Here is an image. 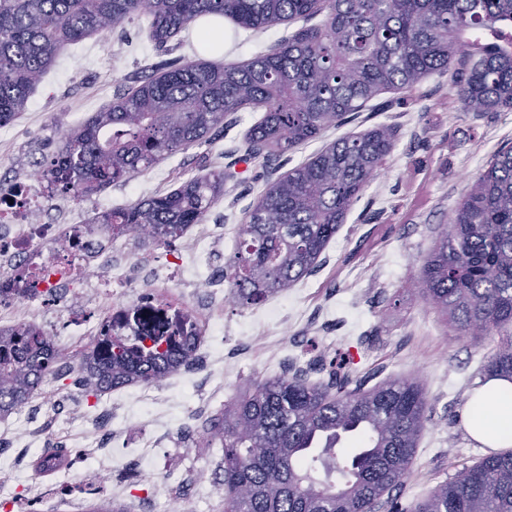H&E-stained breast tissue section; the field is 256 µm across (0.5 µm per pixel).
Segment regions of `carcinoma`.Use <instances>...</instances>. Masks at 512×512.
<instances>
[{"mask_svg":"<svg viewBox=\"0 0 512 512\" xmlns=\"http://www.w3.org/2000/svg\"><path fill=\"white\" fill-rule=\"evenodd\" d=\"M324 15L278 47L243 62H160L62 139L44 176L62 194L89 197L172 154L209 140L228 112L261 108L246 134L245 160L318 138L385 92L408 94L423 80L466 63L455 88L468 111L512 109V0H0V125L24 110L59 49L142 16L166 45L204 17L246 30ZM393 148L385 125L326 145L268 181L239 226L224 278L246 305L284 292L311 273L365 185ZM230 174L212 169L177 188L97 217L113 233L168 245L199 224L224 195ZM425 300L460 336L512 329V147L473 182L421 271ZM151 346L107 337L78 355L86 392L158 383L195 360L196 336L149 337ZM62 356L26 327L0 332V418L26 403ZM512 377V332L483 365ZM330 362L328 379L255 382L205 422L223 448L224 512H375L402 483L427 420L414 380L349 388ZM360 426L363 446L338 447ZM343 460L337 484L318 480L323 456ZM415 512H512V452L486 456L438 485Z\"/></svg>","mask_w":512,"mask_h":512,"instance_id":"obj_1","label":"carcinoma"}]
</instances>
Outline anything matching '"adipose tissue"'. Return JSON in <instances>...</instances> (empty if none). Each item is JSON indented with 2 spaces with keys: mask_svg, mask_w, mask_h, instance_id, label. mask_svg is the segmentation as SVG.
<instances>
[{
  "mask_svg": "<svg viewBox=\"0 0 512 512\" xmlns=\"http://www.w3.org/2000/svg\"><path fill=\"white\" fill-rule=\"evenodd\" d=\"M465 432L494 451L512 447V380L492 377L468 397L462 412Z\"/></svg>",
  "mask_w": 512,
  "mask_h": 512,
  "instance_id": "adipose-tissue-1",
  "label": "adipose tissue"
}]
</instances>
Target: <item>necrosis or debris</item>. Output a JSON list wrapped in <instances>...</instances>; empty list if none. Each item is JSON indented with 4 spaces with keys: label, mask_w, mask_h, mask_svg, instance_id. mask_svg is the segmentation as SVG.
Returning a JSON list of instances; mask_svg holds the SVG:
<instances>
[{
    "label": "necrosis or debris",
    "mask_w": 512,
    "mask_h": 512,
    "mask_svg": "<svg viewBox=\"0 0 512 512\" xmlns=\"http://www.w3.org/2000/svg\"><path fill=\"white\" fill-rule=\"evenodd\" d=\"M53 197L47 182L15 180L0 193V330L33 328L65 343L69 357L63 365L74 368L73 356L105 336L136 340L145 333L159 336H205L224 320V290L217 280L201 281L202 270L224 247V227L194 224L173 260L153 265L133 256L132 238L114 235L111 225L82 221L78 212L65 214L63 223H48ZM116 294H109V287ZM111 303H104V296ZM335 305L326 298L313 306L285 309L271 300L249 312V334L266 337L268 365L281 362L278 333L293 323L309 334L320 333L333 321ZM205 363L213 394L236 376L253 356L207 346ZM173 402L153 387L125 395L120 405L104 398L98 414L85 418V428L70 436L76 448H101L111 436V421L101 413L119 409L122 419L149 411L154 426L170 422Z\"/></svg>",
    "instance_id": "4bbe7bcc"
}]
</instances>
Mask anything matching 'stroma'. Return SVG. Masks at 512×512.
I'll return each instance as SVG.
<instances>
[{
  "mask_svg": "<svg viewBox=\"0 0 512 512\" xmlns=\"http://www.w3.org/2000/svg\"><path fill=\"white\" fill-rule=\"evenodd\" d=\"M304 24L299 18L263 31L238 33L232 24H225L219 57L246 60ZM200 56L190 28L173 38L167 51H158L141 17L65 47L13 120V139L0 142V186L36 177L40 161L57 149L68 130L135 84L151 64ZM460 71L461 64L455 61L447 72L428 77L409 96L381 94L346 123L270 163L243 160L244 135L259 120V113H231L216 139L163 161L166 181L155 180L147 170L81 201L88 213L109 211L166 192L201 172L228 168L234 177L225 183L223 197L204 221L224 222L233 238L265 182L337 138L377 125L392 129L394 146L384 166L351 207L318 267L303 279L311 299L326 293L335 296V321L327 329L336 339L335 346L326 351L314 338L288 335L289 355H307L314 367L310 380L324 378V365L342 360L353 381L367 388L389 379H411L424 386L427 421L418 448L402 485L390 492L388 505L377 512H413L436 485L488 453L466 434L460 412L477 382L484 379L482 367L497 343L456 335L446 316L424 300L418 283L425 258L471 182L501 147L512 145V110L461 108L453 94ZM171 396L176 406L157 450L156 477L169 480L181 512H224L222 454L219 448L202 447L203 422L192 413L202 398V387L182 383ZM40 453L35 446L7 451L9 460L45 491L43 498L30 500L24 489H17L13 512H89L93 504L112 501L116 485L127 490L119 499L125 512H145L148 480L133 465L104 474L95 456L69 448L65 451L71 461L69 472L49 474L38 463Z\"/></svg>",
  "mask_w": 512,
  "mask_h": 512,
  "instance_id": "1",
  "label": "stroma"
}]
</instances>
